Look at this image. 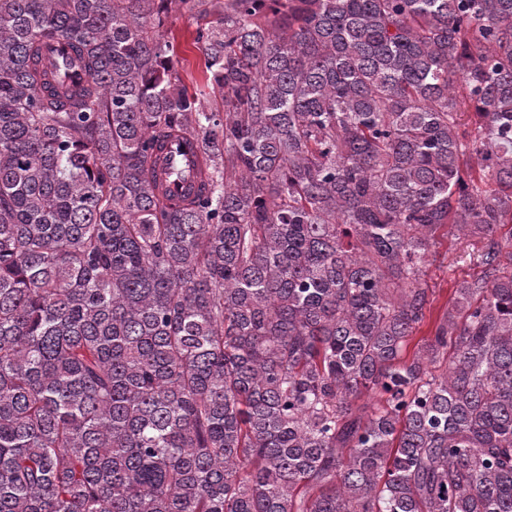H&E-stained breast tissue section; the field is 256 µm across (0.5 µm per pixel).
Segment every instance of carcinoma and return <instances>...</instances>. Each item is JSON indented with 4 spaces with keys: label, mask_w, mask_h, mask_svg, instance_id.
<instances>
[{
    "label": "carcinoma",
    "mask_w": 512,
    "mask_h": 512,
    "mask_svg": "<svg viewBox=\"0 0 512 512\" xmlns=\"http://www.w3.org/2000/svg\"><path fill=\"white\" fill-rule=\"evenodd\" d=\"M170 2L0 0V512H512V0ZM163 32L173 48L174 59L184 84L202 105L209 106L215 94L206 79V62L201 44L195 41L197 30L213 20V16L204 18L199 10L187 9L179 3L171 4ZM162 145V152L167 157L171 169L180 173L183 170L186 158V138H169ZM474 243L462 236H448V238H438L436 244L430 248L426 271L430 288L434 292L433 302L426 321L409 341L408 353L411 354L414 351L423 337L430 335L434 325L448 312L453 281L473 272L470 257L481 245Z\"/></svg>",
    "instance_id": "obj_1"
}]
</instances>
